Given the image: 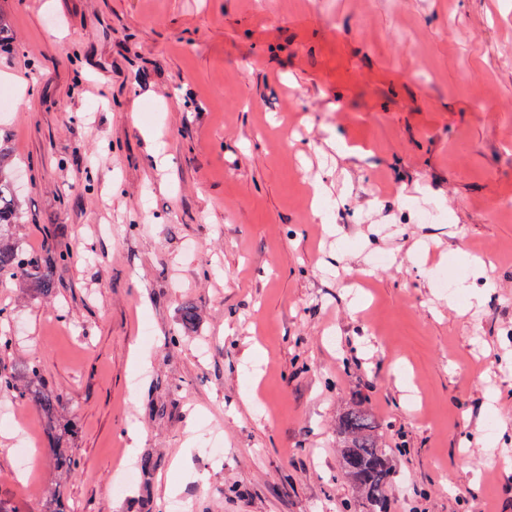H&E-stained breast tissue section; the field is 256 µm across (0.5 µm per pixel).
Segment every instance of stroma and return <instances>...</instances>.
I'll list each match as a JSON object with an SVG mask.
<instances>
[{"label": "stroma", "mask_w": 512, "mask_h": 512, "mask_svg": "<svg viewBox=\"0 0 512 512\" xmlns=\"http://www.w3.org/2000/svg\"><path fill=\"white\" fill-rule=\"evenodd\" d=\"M0 17L16 234L55 281L0 288V373L38 361L63 398L50 423L0 402L1 502L359 512L336 442L359 401L393 452L388 512H512V0H0ZM438 203L447 223L418 221ZM460 246L493 251L490 280Z\"/></svg>", "instance_id": "obj_1"}]
</instances>
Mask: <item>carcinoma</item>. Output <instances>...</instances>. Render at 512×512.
I'll return each instance as SVG.
<instances>
[{
    "instance_id": "obj_1",
    "label": "carcinoma",
    "mask_w": 512,
    "mask_h": 512,
    "mask_svg": "<svg viewBox=\"0 0 512 512\" xmlns=\"http://www.w3.org/2000/svg\"><path fill=\"white\" fill-rule=\"evenodd\" d=\"M15 166L12 151L0 143V279L28 282L38 294L47 297L55 288L49 271L50 259L24 251L13 232L21 222V203L13 183ZM2 391L16 393L50 418L60 407L59 396L45 388L36 361L29 365L23 388L17 387L12 377L0 374ZM378 426L370 410L358 403L344 413L337 430L341 467L364 512H387V491L395 473L390 453L382 446Z\"/></svg>"
}]
</instances>
